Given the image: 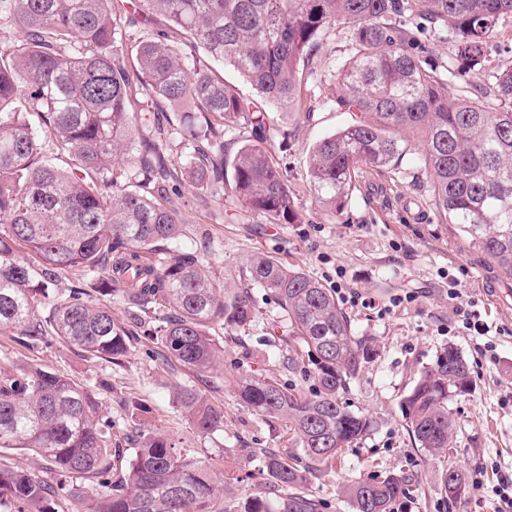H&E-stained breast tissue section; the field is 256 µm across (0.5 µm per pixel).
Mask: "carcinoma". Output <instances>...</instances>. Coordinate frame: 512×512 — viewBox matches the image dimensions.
Listing matches in <instances>:
<instances>
[{
    "instance_id": "cac0c4a2",
    "label": "carcinoma",
    "mask_w": 512,
    "mask_h": 512,
    "mask_svg": "<svg viewBox=\"0 0 512 512\" xmlns=\"http://www.w3.org/2000/svg\"><path fill=\"white\" fill-rule=\"evenodd\" d=\"M406 12L451 31L452 63L433 62ZM509 16L512 0H0V30H9L0 38V332H16L29 349L55 336L116 365L136 336L151 335L163 361L208 374L221 355L211 324L250 325L257 285L306 352H293L289 368L308 359L314 390L251 373L237 380V396L284 423L309 460L328 464L375 426L341 400L367 341L331 289L273 255L251 258L238 290L216 285L181 240L171 195L187 181L265 224L302 220L271 146L286 148L290 133L271 114L311 112L317 71L306 66L342 23L350 56L336 71V104L354 118L311 151L306 180L316 202L341 218L356 178L397 167L419 139L441 223L511 278L512 61L480 67ZM160 17L186 35V49L158 29ZM211 61L232 66L253 95L225 83ZM451 76L475 79L495 107L448 97ZM241 124L249 136L231 157L225 134ZM72 269L87 273L85 287L63 286ZM120 283L122 319L104 302ZM470 388L467 361L449 345L404 398L407 426L429 456L447 455L448 399ZM178 402L198 431L223 427L224 413L203 393L185 388ZM97 408L96 395L63 374L36 364L0 370V449L31 451L60 477L54 488L0 466V508L59 512L62 493L69 512H224V474L209 460L145 428L136 403L135 448H122ZM262 456L265 492L246 497L240 512H317L299 490L310 471L274 451ZM124 458V474L112 479ZM407 491L406 476H385L352 484L348 498L353 512H392Z\"/></svg>"
}]
</instances>
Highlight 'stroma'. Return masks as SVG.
Masks as SVG:
<instances>
[{
    "label": "stroma",
    "mask_w": 512,
    "mask_h": 512,
    "mask_svg": "<svg viewBox=\"0 0 512 512\" xmlns=\"http://www.w3.org/2000/svg\"><path fill=\"white\" fill-rule=\"evenodd\" d=\"M310 89V114L275 116L278 127L295 132L279 160L302 203L301 223L243 220L232 198L216 204L188 183L179 190V211L186 242L220 284L239 286L251 256L266 252L328 287L355 294L343 310L355 334L369 339L370 349L345 399L375 420L370 435L318 468L281 423L243 405L235 379L246 370L264 371L305 392L313 387L307 372L289 369L297 342L288 334L281 308L258 289L251 326L241 332L214 327L224 358L206 378L163 362L147 340L115 365L84 359L55 339L28 349L10 332L0 333V367L40 364L69 375L97 394L99 417L112 422L113 434L123 442L135 432L129 415L133 402L144 404L150 410L148 425L160 428L178 451L218 459L227 476L241 477L240 493L224 501L227 512H238L244 496L260 492L266 448L310 471L305 491L320 501L319 512H352L345 487L391 473L410 480L393 512H497L493 488L512 478V279L469 248L451 225L441 223L428 179L412 157H404L396 169L358 178L343 219L325 215L306 181L308 158L317 142L348 124L351 115L337 108L340 89L330 73L315 77ZM453 277L460 281L462 302L475 303L488 322L489 336H470L457 328L448 299ZM450 344L465 357L472 381L469 393L448 400L455 425L449 454L469 484L468 494L453 501L439 491L440 462L417 448L401 409L421 372ZM189 386L223 411V428L202 434L190 423L177 403L178 392Z\"/></svg>",
    "instance_id": "obj_1"
}]
</instances>
